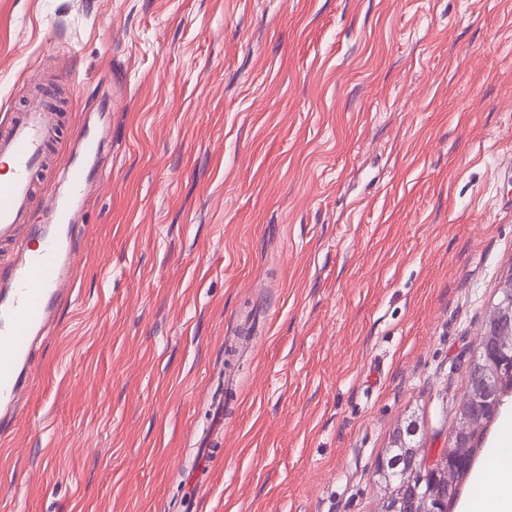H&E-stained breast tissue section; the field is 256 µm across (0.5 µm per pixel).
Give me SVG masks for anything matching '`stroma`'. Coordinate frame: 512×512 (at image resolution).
<instances>
[{
	"label": "stroma",
	"mask_w": 512,
	"mask_h": 512,
	"mask_svg": "<svg viewBox=\"0 0 512 512\" xmlns=\"http://www.w3.org/2000/svg\"><path fill=\"white\" fill-rule=\"evenodd\" d=\"M41 89V192L106 98L112 150L0 512H380L512 267V0H0V120Z\"/></svg>",
	"instance_id": "obj_1"
}]
</instances>
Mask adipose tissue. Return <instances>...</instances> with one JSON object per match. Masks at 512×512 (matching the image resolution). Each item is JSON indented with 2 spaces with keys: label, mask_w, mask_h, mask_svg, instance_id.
I'll list each match as a JSON object with an SVG mask.
<instances>
[{
  "label": "adipose tissue",
  "mask_w": 512,
  "mask_h": 512,
  "mask_svg": "<svg viewBox=\"0 0 512 512\" xmlns=\"http://www.w3.org/2000/svg\"><path fill=\"white\" fill-rule=\"evenodd\" d=\"M478 496L465 512H512V415L505 417L495 448L475 476Z\"/></svg>",
  "instance_id": "obj_1"
}]
</instances>
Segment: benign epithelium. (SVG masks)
<instances>
[{
    "label": "benign epithelium",
    "mask_w": 512,
    "mask_h": 512,
    "mask_svg": "<svg viewBox=\"0 0 512 512\" xmlns=\"http://www.w3.org/2000/svg\"><path fill=\"white\" fill-rule=\"evenodd\" d=\"M498 293L475 352L463 363L468 383L448 448L435 462H428L419 420L407 417L393 432L390 449L376 467L385 488L381 512H448L472 471L489 424L504 398L512 396V268L502 276ZM402 474L412 478L401 482Z\"/></svg>",
    "instance_id": "obj_1"
}]
</instances>
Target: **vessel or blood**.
<instances>
[{
	"label": "vessel or blood",
	"instance_id": "1",
	"mask_svg": "<svg viewBox=\"0 0 512 512\" xmlns=\"http://www.w3.org/2000/svg\"><path fill=\"white\" fill-rule=\"evenodd\" d=\"M56 125L54 104L41 96L0 128V159L11 164L10 176L0 179V240L13 243L16 250L8 277L0 279V433L13 422L30 384L36 341L53 320L57 301L74 286L72 245L80 203L101 175L106 133L83 129L65 173L66 188L49 198L52 228L31 231L41 250H33L29 239H18L37 192L34 175L49 163L48 146Z\"/></svg>",
	"mask_w": 512,
	"mask_h": 512
}]
</instances>
